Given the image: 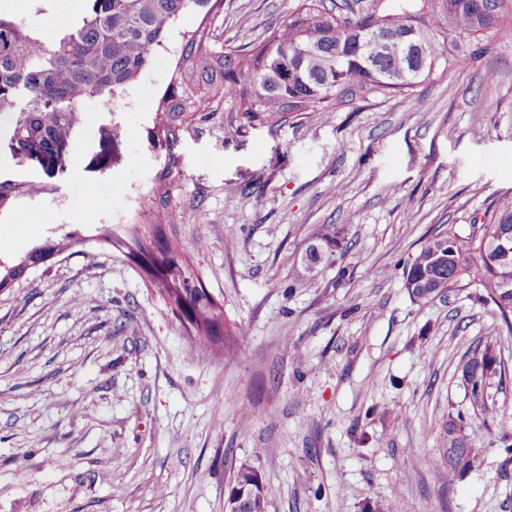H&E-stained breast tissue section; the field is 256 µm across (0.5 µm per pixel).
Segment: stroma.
Wrapping results in <instances>:
<instances>
[{
	"instance_id": "obj_1",
	"label": "stroma",
	"mask_w": 512,
	"mask_h": 512,
	"mask_svg": "<svg viewBox=\"0 0 512 512\" xmlns=\"http://www.w3.org/2000/svg\"><path fill=\"white\" fill-rule=\"evenodd\" d=\"M303 0H216L170 29L145 71L170 86L190 38L254 48ZM54 41L86 0H45ZM156 110L91 98L56 193L0 213V259L113 210L149 235L148 206L169 176L163 218L239 346L189 336L127 251L90 241L29 269L0 293V512H224L236 471L255 467L266 512H512V332L482 288L409 297L404 267L436 233L472 234L512 193V39L488 29L469 64L407 97L377 93L276 126L211 101L176 140L153 143ZM115 162L95 154L108 121ZM139 205L125 208L127 190ZM39 215L36 224L27 215ZM326 224L344 226L330 261L305 265ZM382 276H375V269ZM496 342L499 414L473 438L481 457L443 484L433 462L449 411L473 415L456 372Z\"/></svg>"
}]
</instances>
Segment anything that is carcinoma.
Listing matches in <instances>:
<instances>
[{"label":"carcinoma","instance_id":"cac0c4a2","mask_svg":"<svg viewBox=\"0 0 512 512\" xmlns=\"http://www.w3.org/2000/svg\"><path fill=\"white\" fill-rule=\"evenodd\" d=\"M87 2L81 21L50 43L37 34L30 18L0 12V152L30 158V164L51 178L67 171L70 134L79 128L84 102L101 96L117 102V94L147 68L153 50L164 45L178 17L211 0ZM508 13L507 0H389L380 11L337 15L321 0H310L246 57L231 48L217 55L204 38L194 39L186 50L187 68L180 74L179 89L164 96L154 142L176 138L186 115L207 111V98L196 83L199 76L212 86L213 95L222 90L237 100L247 119L276 126L289 114L331 112L374 92L409 96L436 71L467 64L485 29L497 26L512 34ZM401 39L416 44L424 67L412 68L402 51H384ZM54 190L52 183L0 181V213L10 210L20 196ZM343 232L334 224L320 230L307 252L309 264L330 260ZM95 238L109 248L133 244L144 254L160 248L173 251L167 243L159 246L157 229L147 241L134 229L122 238L112 225L98 224ZM86 239L82 228L74 227L56 240L36 242L14 264L0 261V292L12 288L28 269L52 262ZM139 271L157 286L174 315L191 325L195 336L222 334L224 356L236 355L229 333H221L222 311L186 261L171 264L161 275L146 264ZM403 277L410 298L424 303L446 296L462 280L480 281L482 301L496 308L512 332V196L497 202L479 233L465 238L450 229L433 236L407 263ZM458 371L483 418L478 422L450 412L442 422V453L435 469L444 484L462 477L480 456L472 438L496 413L488 405V389L493 379L503 380L504 363L496 344L487 342L466 352ZM231 486L245 496L239 508L226 506L228 512H265V490L255 467L241 466Z\"/></svg>","mask_w":512,"mask_h":512}]
</instances>
